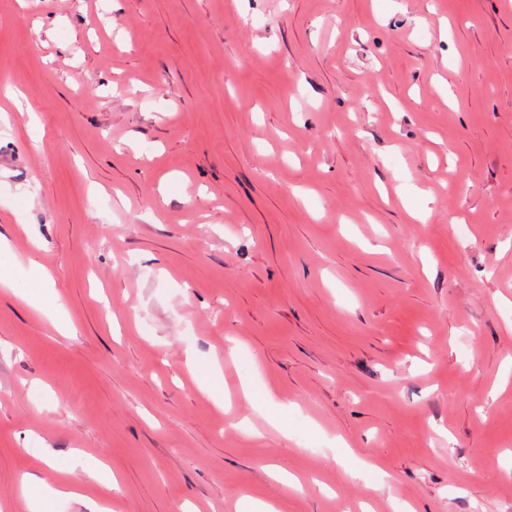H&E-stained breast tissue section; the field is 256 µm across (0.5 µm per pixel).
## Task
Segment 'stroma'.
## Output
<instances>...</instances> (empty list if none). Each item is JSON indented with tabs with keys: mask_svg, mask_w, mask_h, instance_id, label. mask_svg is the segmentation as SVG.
<instances>
[{
	"mask_svg": "<svg viewBox=\"0 0 512 512\" xmlns=\"http://www.w3.org/2000/svg\"><path fill=\"white\" fill-rule=\"evenodd\" d=\"M0 238V512H512L505 0H0ZM252 383L248 380H243L240 385V401L243 403V410H246V413L241 417V419L231 424V428L234 430H242L245 433V437L247 438H257L260 436V433L254 429H245L244 425L248 423V415L253 411H257L258 407L252 397L251 391ZM25 483L28 487H36L43 490L52 498H82L81 493L75 490L76 486L71 482L67 470L52 467L51 472L43 475H25Z\"/></svg>",
	"mask_w": 512,
	"mask_h": 512,
	"instance_id": "35a3bbf8",
	"label": "stroma"
}]
</instances>
